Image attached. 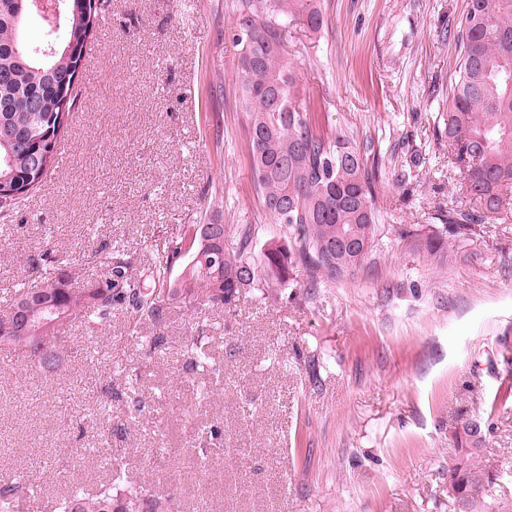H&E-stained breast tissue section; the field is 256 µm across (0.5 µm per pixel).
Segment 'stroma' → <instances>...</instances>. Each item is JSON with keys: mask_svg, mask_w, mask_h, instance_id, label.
Instances as JSON below:
<instances>
[{"mask_svg": "<svg viewBox=\"0 0 512 512\" xmlns=\"http://www.w3.org/2000/svg\"><path fill=\"white\" fill-rule=\"evenodd\" d=\"M236 2L109 0L56 145L70 160L0 218V302L37 283L27 259L48 250L73 259L80 288L103 272L95 251L146 264L191 224L252 228L256 255L283 242L252 181ZM466 3L320 0L322 28L300 18L285 32L313 126L380 158L383 237L314 295L290 284L276 301L253 290L210 311L220 376L186 366L196 324L183 305L136 332L119 311L67 328L51 376L0 351V481L28 473L37 495L19 512L99 488L114 462L181 512H458L453 437L476 418L493 429L473 512H512V188L442 254L416 244L471 206L441 136ZM157 334L164 348L146 353ZM216 419L230 455L204 478L194 449Z\"/></svg>", "mask_w": 512, "mask_h": 512, "instance_id": "35a3bbf8", "label": "stroma"}]
</instances>
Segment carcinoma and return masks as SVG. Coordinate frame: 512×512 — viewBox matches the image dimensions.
Here are the masks:
<instances>
[{
    "instance_id": "1",
    "label": "carcinoma",
    "mask_w": 512,
    "mask_h": 512,
    "mask_svg": "<svg viewBox=\"0 0 512 512\" xmlns=\"http://www.w3.org/2000/svg\"><path fill=\"white\" fill-rule=\"evenodd\" d=\"M100 5L88 13L73 12V0L63 5L60 24H41L38 41L28 39L35 17L28 0H0V182H22L23 191L0 214L8 216L38 188L47 171H38L32 155L21 154L22 140L58 138L59 102L76 91L73 75L82 59L67 53L83 46L102 18ZM310 29L323 26L318 0H239L229 33L238 52L242 110L247 118L251 169L264 210L284 228L286 243L270 244L260 256L251 252L252 229L231 232L229 224H214L210 232L195 224L186 238L157 252L146 265L111 253L105 281L70 288L59 277L45 276L18 292L8 320L14 328L0 332V349L18 350L45 374L58 369L68 339L64 326L80 321L103 325L112 321L117 305L124 307L131 331L139 325L161 324L166 312L185 304L201 314L213 308L231 309L243 291L236 277L252 271L251 288L270 299L300 270L307 276L306 293L364 264L379 244L380 227L374 207L379 157L351 145L343 134L324 136L302 106V91L284 53L283 33L299 18ZM458 61L448 98L445 138L454 163L463 173L472 209H448L442 216L445 233L429 235L422 245L429 254L447 246V238H463L489 214L502 208L501 192L512 187V0H467L458 34ZM12 155V163L4 161ZM288 200V210L270 205ZM358 232L364 248L341 249L347 234ZM183 261L178 277L173 266ZM186 364L217 371L208 336L199 333L183 345ZM489 424L470 420L455 433L454 464L448 470V493L460 512H469L480 478L472 468ZM220 421L201 430L195 449L197 465L206 470L210 458L224 451ZM32 495L26 478L0 483V512H15L20 499ZM53 512H179L175 498L156 496L143 487L125 485L122 469L95 493L75 488L57 500Z\"/></svg>"
}]
</instances>
